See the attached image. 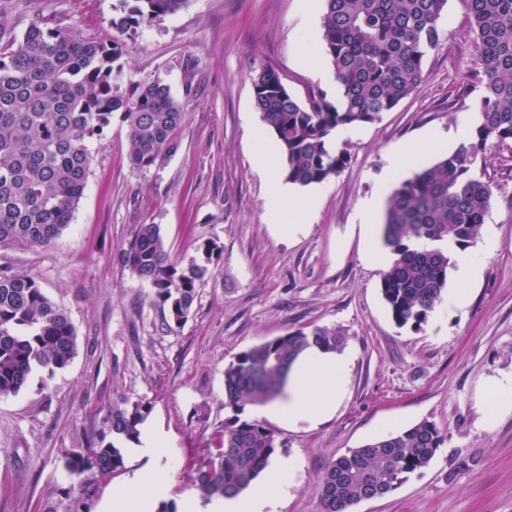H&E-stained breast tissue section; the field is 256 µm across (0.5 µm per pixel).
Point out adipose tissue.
Masks as SVG:
<instances>
[{
    "instance_id": "ef3b65f1",
    "label": "adipose tissue",
    "mask_w": 512,
    "mask_h": 512,
    "mask_svg": "<svg viewBox=\"0 0 512 512\" xmlns=\"http://www.w3.org/2000/svg\"><path fill=\"white\" fill-rule=\"evenodd\" d=\"M268 186L275 202L270 212L271 223L285 233L297 232L300 221L310 215L311 205L296 206L293 185L284 182L278 171H269ZM347 365L346 355L309 349L290 368L284 395L263 408V415L287 426L320 421L336 407ZM165 444L159 431L141 429L132 451L153 460L154 465L135 470L127 483L113 490L111 498L103 503L102 512H154L165 487V471L160 466ZM297 468L296 459H278L261 482L242 493L205 502L188 497L181 512H274L277 498L287 492Z\"/></svg>"
}]
</instances>
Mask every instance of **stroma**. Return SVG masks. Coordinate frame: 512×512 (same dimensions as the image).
<instances>
[{
	"label": "stroma",
	"instance_id": "35a3bbf8",
	"mask_svg": "<svg viewBox=\"0 0 512 512\" xmlns=\"http://www.w3.org/2000/svg\"><path fill=\"white\" fill-rule=\"evenodd\" d=\"M119 0H11L17 30L32 18L76 25L87 38L113 36ZM323 0H189L178 12L126 36L120 91L155 79L182 99L187 118L176 150L147 169L127 161L120 115L90 145L85 194L52 243L0 248V268L34 278L70 316L78 336L71 363L48 380L33 376L0 397V512H99L141 462L125 455L107 476L70 474V455L93 446L113 406L146 403L147 425L167 439L164 499L193 492L202 448L224 425V368L265 340L312 325L336 329L350 362L333 415L321 422L266 425L300 468L276 512H320L324 466L371 441L434 422L447 435L424 469L352 512H512V408L496 407V383L512 380V141L480 154L474 171L493 190L471 244L480 269L463 280L452 266L448 293L420 328L398 326L382 297L383 271L365 253L383 220H360L366 200L389 197L390 154L414 143L405 177L454 151L460 114L477 119L475 35L461 0H448L441 43L415 91L354 138L332 140L350 162L299 195H316L314 215L283 236L267 216L265 174L255 163L253 76L274 67L305 99L326 83L306 68L311 55L331 69L321 40ZM161 228L178 259L202 243L221 246L215 276L199 290L177 330L165 326L151 288L120 257L139 225ZM497 244L483 250L484 237Z\"/></svg>",
	"mask_w": 512,
	"mask_h": 512
}]
</instances>
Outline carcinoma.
Segmentation results:
<instances>
[{"mask_svg": "<svg viewBox=\"0 0 512 512\" xmlns=\"http://www.w3.org/2000/svg\"><path fill=\"white\" fill-rule=\"evenodd\" d=\"M9 2L0 0V247L31 248L51 243L71 224L87 185L91 141L111 125L113 113L121 112L126 124L129 164L145 169L176 149L174 133L186 112L160 81L140 85L131 96L119 92L123 39H88L41 19L18 36ZM120 2L121 15L110 25L131 35L188 0ZM462 2L483 65L478 124L473 142L416 172L387 200L383 239L394 261L383 273L381 291L401 326L425 322L448 286V243L466 247L485 223L492 190L474 172L476 157L512 140V0ZM446 5L325 0L322 43L344 88L339 105L320 90L299 101L271 67L252 78L255 107L280 143L288 181L307 186L337 175L350 155L331 148L336 128L373 123L412 94L425 58L439 45ZM220 252L217 242L207 241L188 261L175 259L160 226L141 224L121 262L149 284L173 330L191 314ZM343 342L336 330L313 325L255 345L224 368V409L232 416L201 450L195 487L203 499L239 494L268 469L283 443L270 428L241 415L282 391L288 367L304 350L337 351ZM77 348L68 314L36 280L0 270V396L19 393L36 372L66 368ZM148 411L139 402L113 409L97 445L68 458V471L108 475L122 469V448L107 437L137 438ZM445 441L435 423L423 421L348 450L322 471L321 512H350L371 493L395 490L425 468Z\"/></svg>", "mask_w": 512, "mask_h": 512, "instance_id": "cac0c4a2", "label": "carcinoma"}]
</instances>
